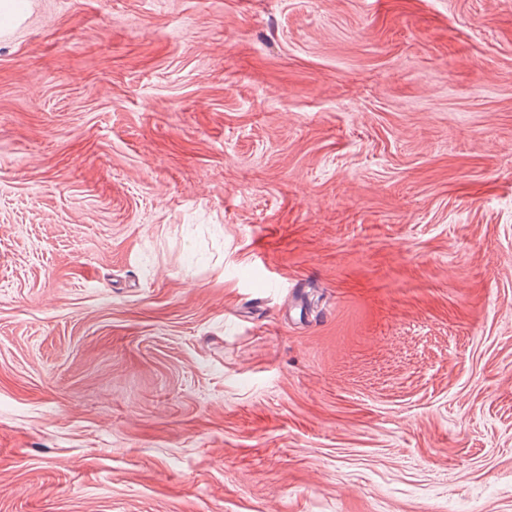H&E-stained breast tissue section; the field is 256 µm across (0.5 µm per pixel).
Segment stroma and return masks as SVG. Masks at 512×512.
Returning a JSON list of instances; mask_svg holds the SVG:
<instances>
[{"instance_id": "stroma-1", "label": "stroma", "mask_w": 512, "mask_h": 512, "mask_svg": "<svg viewBox=\"0 0 512 512\" xmlns=\"http://www.w3.org/2000/svg\"><path fill=\"white\" fill-rule=\"evenodd\" d=\"M0 512H512V0H18Z\"/></svg>"}]
</instances>
